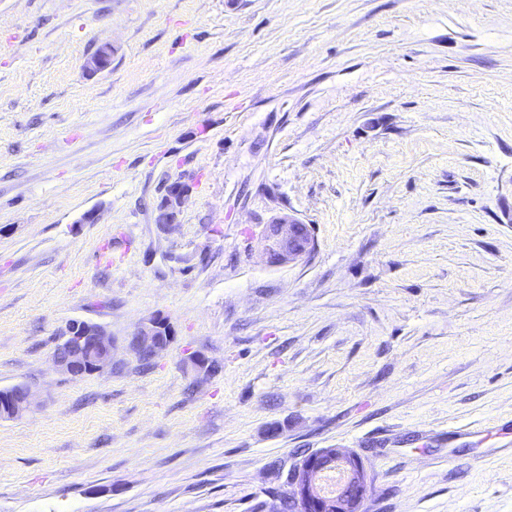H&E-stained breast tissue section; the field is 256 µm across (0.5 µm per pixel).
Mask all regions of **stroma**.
<instances>
[{
  "mask_svg": "<svg viewBox=\"0 0 512 512\" xmlns=\"http://www.w3.org/2000/svg\"><path fill=\"white\" fill-rule=\"evenodd\" d=\"M282 215L313 249L273 266ZM156 317L146 369L125 346ZM72 320L111 369L54 368ZM21 383L0 512H279L323 448L361 458L362 512H512V436L453 433L512 420V0H0ZM187 195L188 192L177 183L168 185L161 199L163 206L157 209L155 224H160L164 227L175 224Z\"/></svg>",
  "mask_w": 512,
  "mask_h": 512,
  "instance_id": "obj_1",
  "label": "stroma"
}]
</instances>
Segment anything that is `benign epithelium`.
<instances>
[{
	"label": "benign epithelium",
	"mask_w": 512,
	"mask_h": 512,
	"mask_svg": "<svg viewBox=\"0 0 512 512\" xmlns=\"http://www.w3.org/2000/svg\"><path fill=\"white\" fill-rule=\"evenodd\" d=\"M188 192L173 183L166 187L162 197L163 206L157 209L155 223L169 226L176 223L180 208ZM307 225L285 219L270 224L265 232L264 250L268 261L274 266L295 262L307 255L312 241L306 239ZM166 321L154 318L141 325L131 336L128 347L140 358L156 356L165 350L171 336L162 335ZM114 345L106 329L94 322L73 320L60 333L52 361L60 372L72 377L102 372L112 367ZM187 367L197 377L209 374L211 364L202 354L190 357ZM0 399L5 408L0 410V419H17L24 416L32 407L33 395L29 386L17 384L0 390ZM343 470V481L336 494L329 497L321 486L324 473V453H314L299 468L294 481L295 499L298 512H328L327 505L335 504L334 512H361V505L368 493V480L362 461L353 454L335 448L330 454Z\"/></svg>",
	"instance_id": "obj_1"
}]
</instances>
